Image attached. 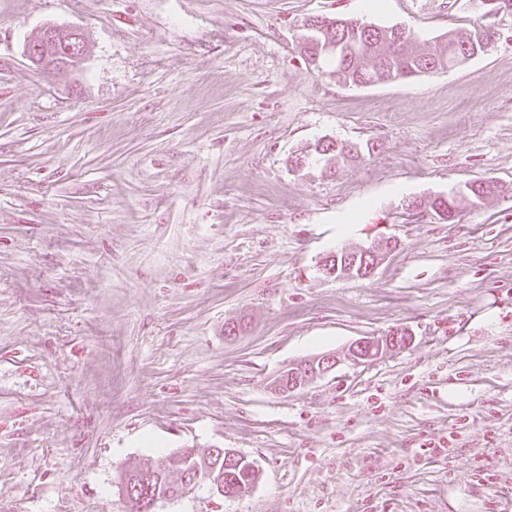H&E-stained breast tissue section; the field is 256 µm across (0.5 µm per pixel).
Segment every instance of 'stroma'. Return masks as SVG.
<instances>
[{"label": "stroma", "mask_w": 512, "mask_h": 512, "mask_svg": "<svg viewBox=\"0 0 512 512\" xmlns=\"http://www.w3.org/2000/svg\"><path fill=\"white\" fill-rule=\"evenodd\" d=\"M314 16L403 26L425 53L496 36L454 70L345 87L297 47ZM50 24L83 32L81 68L26 59ZM320 139L374 150L291 167ZM477 179L501 194L452 223L404 208ZM382 237L370 277L320 272ZM395 328L404 349L344 359ZM182 448L234 449L258 478L157 512H512V16L0 0V512H130L117 474ZM339 359L334 354H322L296 363L288 374V384L283 393L293 392L334 369Z\"/></svg>", "instance_id": "1"}]
</instances>
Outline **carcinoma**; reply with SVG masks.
I'll list each match as a JSON object with an SVG mask.
<instances>
[{"label": "carcinoma", "instance_id": "carcinoma-1", "mask_svg": "<svg viewBox=\"0 0 512 512\" xmlns=\"http://www.w3.org/2000/svg\"><path fill=\"white\" fill-rule=\"evenodd\" d=\"M492 41L493 35L479 28L471 33L450 31L434 51L421 53L412 47L409 35L405 42L398 44L393 41L391 32L385 34L369 25L346 20L340 27L305 26L298 47L312 64L336 75V82L359 86L371 83L381 73L399 79L450 70L487 52ZM314 153L316 160L324 162L325 168L332 171L360 154V150L327 140L317 142ZM482 184L483 181L476 180L447 196L448 221L456 220L461 206H477L498 190L495 184L484 190ZM175 473L189 482L196 477L201 480L207 476L221 478L224 476V449L215 448L206 454L193 452L189 456L179 451L130 465L120 475L119 484L126 489L131 512L150 506L157 496L175 495L179 484L170 480Z\"/></svg>", "mask_w": 512, "mask_h": 512}]
</instances>
